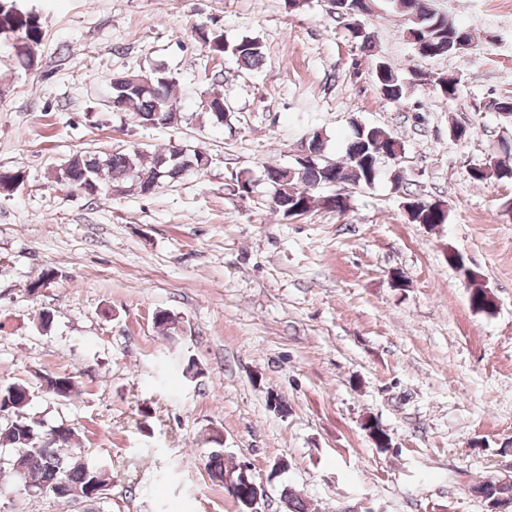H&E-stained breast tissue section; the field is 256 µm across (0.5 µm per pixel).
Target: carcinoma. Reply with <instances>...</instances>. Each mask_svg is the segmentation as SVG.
Returning a JSON list of instances; mask_svg holds the SVG:
<instances>
[{
    "label": "carcinoma",
    "mask_w": 512,
    "mask_h": 512,
    "mask_svg": "<svg viewBox=\"0 0 512 512\" xmlns=\"http://www.w3.org/2000/svg\"><path fill=\"white\" fill-rule=\"evenodd\" d=\"M5 9L0 10V33L17 36L16 56L25 68L33 66L31 47L38 44L42 31L37 17L23 10L13 13L11 0H0ZM396 6L410 16V26L405 37L415 53L425 59L456 55L467 50L473 42V34L458 25L446 13L436 11L429 0H396ZM339 9L338 18H346L344 25L347 40L362 53H370L375 47V35L363 24L362 18L370 11V0H345ZM199 38L207 48L220 55H230L246 69H255L265 56L261 40L245 37L228 42L224 35L199 32ZM133 76L150 83L140 90L120 93L112 91V96L121 98V111L133 119L140 127H173L182 121L178 98L175 93L176 79L163 71L135 72ZM373 77L383 98L399 102L409 94L412 83L400 77L393 67L384 60L377 59L373 64ZM435 90L443 97L454 99L458 96L459 81L454 76L437 74L431 80ZM205 114L212 123L224 124L231 112L224 107V97L212 95L205 100ZM487 108L498 114L504 125L512 123V96H503L489 101ZM351 135L348 138L344 159L340 162L321 156V133H313L308 150L314 156L306 163H295L288 167H269L267 180L274 187L277 196V213L284 218L297 217L312 210L323 208L339 213L348 208L350 198L336 193L335 182L353 187L370 186L379 176V155L391 160L394 151L405 153V142L375 125H365L350 121ZM512 155V141L498 142V149L489 153L481 163L468 167L467 174L474 183L512 182V165L504 157ZM209 163L205 153L188 149L177 161L171 160V151L157 153L146 158L136 146L115 151L105 157L80 151L71 155L66 168L56 176L65 173L76 180L89 174L101 188L121 185L128 192L142 195L151 194L158 185L174 182L181 178L184 168L200 163ZM404 201L415 202L407 207L408 221L412 224H444L445 211L430 204V200L418 197V193L408 189ZM448 264L464 276L470 288V305L479 312L489 313L494 309L490 292L486 285L473 275L463 255L448 251ZM40 387L52 397L71 398L77 393L76 383L67 375L43 374L39 376ZM31 394L25 384H0V447L9 450V455L0 457V471L7 470L18 474L23 469L26 485L33 495L47 493L58 495V499L73 504L86 503L90 508L85 512H95L92 505L104 502L102 491L108 490L110 478L105 465L93 462L83 456L81 449L73 447L76 439L74 428L58 424L43 437V423L30 416L27 407ZM207 441L211 449L205 460V469L212 481L224 484L237 476L236 465L224 458V443L221 432L211 430ZM488 504L501 499L512 500V482L488 480L476 488ZM284 500L288 512H308L306 502L291 488L284 489Z\"/></svg>",
    "instance_id": "1"
}]
</instances>
